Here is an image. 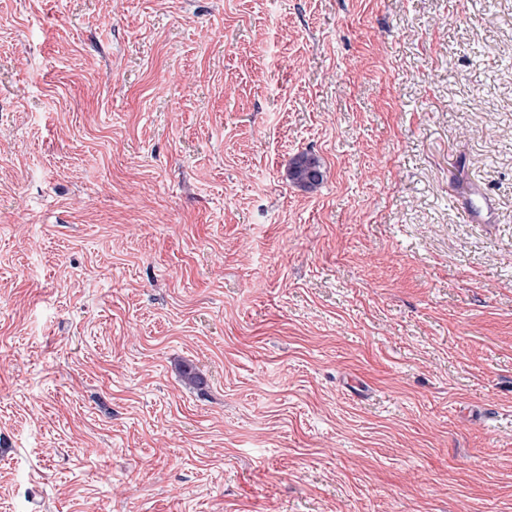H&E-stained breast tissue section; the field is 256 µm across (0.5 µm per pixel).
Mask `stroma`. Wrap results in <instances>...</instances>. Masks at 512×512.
<instances>
[{
	"instance_id": "stroma-1",
	"label": "stroma",
	"mask_w": 512,
	"mask_h": 512,
	"mask_svg": "<svg viewBox=\"0 0 512 512\" xmlns=\"http://www.w3.org/2000/svg\"><path fill=\"white\" fill-rule=\"evenodd\" d=\"M0 512H512V0H0ZM288 177L299 187L313 189L320 184L323 174L317 158L308 154H300L293 159L288 170Z\"/></svg>"
}]
</instances>
